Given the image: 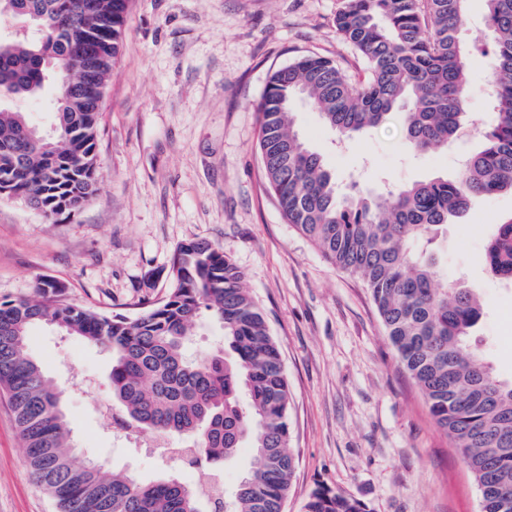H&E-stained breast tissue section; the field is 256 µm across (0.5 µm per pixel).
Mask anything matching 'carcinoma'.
I'll return each mask as SVG.
<instances>
[{
	"label": "carcinoma",
	"mask_w": 512,
	"mask_h": 512,
	"mask_svg": "<svg viewBox=\"0 0 512 512\" xmlns=\"http://www.w3.org/2000/svg\"><path fill=\"white\" fill-rule=\"evenodd\" d=\"M467 0H339L336 32L366 61L356 82L336 63L302 55L268 78L259 105L258 149L283 217L334 266L363 279L385 333L429 413L474 478L482 512H512V379L501 378L471 336L483 315L475 291L448 279L424 245L479 197L512 192V0H486L487 79L495 122L483 148L453 178L398 184L388 193H340L321 157L295 129L292 102L305 97L322 124L353 138L397 117L407 149L461 138L469 111L462 38ZM129 0H0V19L23 18L29 34L0 39V195L18 196L48 219L79 210L96 191L97 97L115 64ZM93 43L76 93L46 61ZM51 89L52 137L17 100ZM485 261L512 284V220L496 224ZM165 297L134 318L69 303L65 286L41 281L33 295L0 302V391L12 407L32 480L56 512H199L206 496L166 476L144 482L84 456L61 407L62 391L30 355L31 329L48 324L112 354V415L124 429L174 438L186 465L219 477L218 465L251 449L247 475L212 512H283L296 461L289 450V392L265 317L224 251L206 241L178 247ZM224 345L189 353L203 313ZM305 512H369L321 485Z\"/></svg>",
	"instance_id": "carcinoma-1"
}]
</instances>
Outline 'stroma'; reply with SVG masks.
I'll list each match as a JSON object with an SVG mask.
<instances>
[{
    "instance_id": "1",
    "label": "stroma",
    "mask_w": 512,
    "mask_h": 512,
    "mask_svg": "<svg viewBox=\"0 0 512 512\" xmlns=\"http://www.w3.org/2000/svg\"><path fill=\"white\" fill-rule=\"evenodd\" d=\"M338 0H130L97 131V191L63 221L0 196V301L38 280L63 283L69 302L137 316L168 292L166 269L191 240L221 247L245 275L279 346L296 458L283 512H304L325 484L370 512H480L477 485L399 363L363 280L330 264L287 224L256 150L257 107L269 74L305 54L363 77L365 65L336 33ZM489 61L472 53V119L457 144L423 156L389 121L337 143L298 102L297 127L342 191L452 176L480 150L493 112L480 99ZM512 218V193L474 200L437 236L449 278L479 292L472 336L512 377V288L484 262L492 225ZM28 350L63 389V409L83 452L140 480L194 474L113 432L112 356L78 336L34 327ZM31 479L14 413L0 397V512H55Z\"/></svg>"
}]
</instances>
